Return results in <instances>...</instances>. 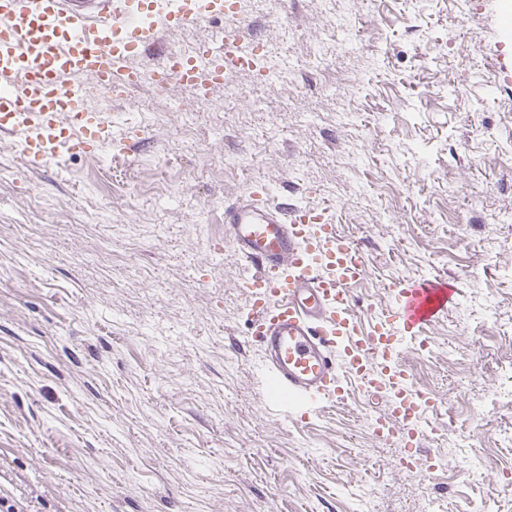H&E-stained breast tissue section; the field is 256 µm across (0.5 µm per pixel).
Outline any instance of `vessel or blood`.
I'll use <instances>...</instances> for the list:
<instances>
[{
    "label": "vessel or blood",
    "instance_id": "obj_1",
    "mask_svg": "<svg viewBox=\"0 0 512 512\" xmlns=\"http://www.w3.org/2000/svg\"><path fill=\"white\" fill-rule=\"evenodd\" d=\"M220 14L222 49L178 61L163 51L162 28ZM239 30L224 0H154L148 10L143 0H0V134L33 169L109 146L131 149L129 129H114L111 116L92 108L86 82L125 91L146 79L191 87L223 79ZM152 54L151 69L133 67V58ZM224 231L245 263L239 285L264 350L267 399L305 420L347 400L357 384L368 399L388 402L375 435L414 450L434 399L413 387L401 346L447 312L455 289L443 278L401 283L387 314L360 312L353 291L366 260L324 212L252 195L225 205Z\"/></svg>",
    "mask_w": 512,
    "mask_h": 512
}]
</instances>
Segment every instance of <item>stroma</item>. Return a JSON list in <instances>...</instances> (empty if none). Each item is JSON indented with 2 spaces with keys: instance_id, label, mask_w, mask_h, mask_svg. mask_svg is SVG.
<instances>
[{
  "instance_id": "obj_1",
  "label": "stroma",
  "mask_w": 512,
  "mask_h": 512,
  "mask_svg": "<svg viewBox=\"0 0 512 512\" xmlns=\"http://www.w3.org/2000/svg\"><path fill=\"white\" fill-rule=\"evenodd\" d=\"M239 51L188 90L97 111L135 125L29 168L0 139V497L20 512H512V0H235ZM225 21L167 29L220 47ZM265 186L329 207L389 286L458 290L407 339L428 471L400 464L353 395L300 423L269 405L224 206Z\"/></svg>"
}]
</instances>
